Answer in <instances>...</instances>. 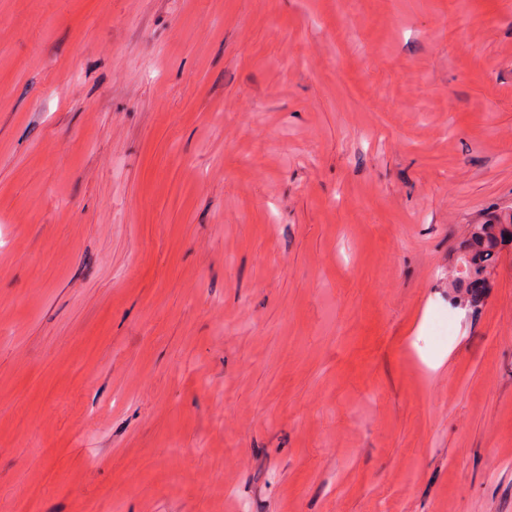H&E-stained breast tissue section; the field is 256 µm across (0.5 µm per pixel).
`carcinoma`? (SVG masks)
<instances>
[{
	"instance_id": "cac0c4a2",
	"label": "carcinoma",
	"mask_w": 512,
	"mask_h": 512,
	"mask_svg": "<svg viewBox=\"0 0 512 512\" xmlns=\"http://www.w3.org/2000/svg\"><path fill=\"white\" fill-rule=\"evenodd\" d=\"M512 248V219H492L471 224L466 245L458 258L459 277L448 283L451 300L459 306H474L486 287L489 268L502 250Z\"/></svg>"
}]
</instances>
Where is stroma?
Segmentation results:
<instances>
[{
  "instance_id": "1",
  "label": "stroma",
  "mask_w": 512,
  "mask_h": 512,
  "mask_svg": "<svg viewBox=\"0 0 512 512\" xmlns=\"http://www.w3.org/2000/svg\"><path fill=\"white\" fill-rule=\"evenodd\" d=\"M512 0H0V512H512ZM508 247L512 248L510 215L505 220L492 219L469 225L466 245L458 258L459 277L448 283L454 304L466 307L478 303L482 288H486L489 268Z\"/></svg>"
}]
</instances>
